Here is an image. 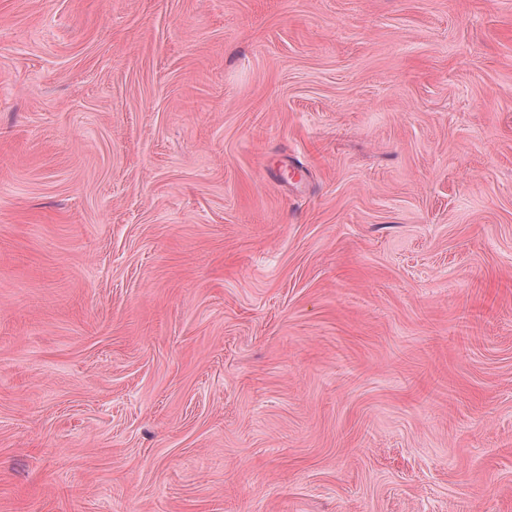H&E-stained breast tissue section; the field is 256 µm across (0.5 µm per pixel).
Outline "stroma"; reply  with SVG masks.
I'll return each instance as SVG.
<instances>
[{
    "instance_id": "35a3bbf8",
    "label": "stroma",
    "mask_w": 512,
    "mask_h": 512,
    "mask_svg": "<svg viewBox=\"0 0 512 512\" xmlns=\"http://www.w3.org/2000/svg\"><path fill=\"white\" fill-rule=\"evenodd\" d=\"M0 512H512V0H0Z\"/></svg>"
}]
</instances>
